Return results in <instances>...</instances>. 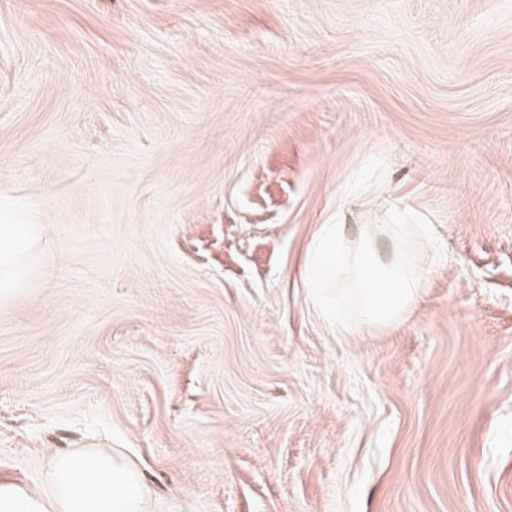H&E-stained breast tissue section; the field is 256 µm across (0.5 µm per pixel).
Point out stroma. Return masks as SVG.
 I'll list each match as a JSON object with an SVG mask.
<instances>
[{
	"label": "stroma",
	"mask_w": 512,
	"mask_h": 512,
	"mask_svg": "<svg viewBox=\"0 0 512 512\" xmlns=\"http://www.w3.org/2000/svg\"><path fill=\"white\" fill-rule=\"evenodd\" d=\"M398 324L323 322L319 225ZM0 486L125 452L150 512H512V0H0ZM37 224L0 225V299L13 298L17 292L13 285L15 271L30 248Z\"/></svg>",
	"instance_id": "35a3bbf8"
}]
</instances>
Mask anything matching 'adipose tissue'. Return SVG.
Masks as SVG:
<instances>
[{
    "label": "adipose tissue",
    "instance_id": "1",
    "mask_svg": "<svg viewBox=\"0 0 512 512\" xmlns=\"http://www.w3.org/2000/svg\"><path fill=\"white\" fill-rule=\"evenodd\" d=\"M34 225H0V299L16 294L15 272L34 239ZM45 494L0 487V512H148L149 495L122 453L91 445L50 455Z\"/></svg>",
    "mask_w": 512,
    "mask_h": 512
}]
</instances>
